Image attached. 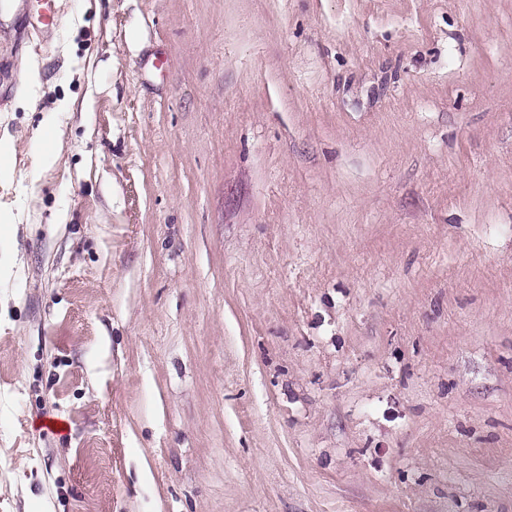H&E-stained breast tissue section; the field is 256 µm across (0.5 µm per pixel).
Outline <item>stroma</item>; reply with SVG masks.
I'll use <instances>...</instances> for the list:
<instances>
[{
	"mask_svg": "<svg viewBox=\"0 0 512 512\" xmlns=\"http://www.w3.org/2000/svg\"><path fill=\"white\" fill-rule=\"evenodd\" d=\"M0 79V512H512V0H63Z\"/></svg>",
	"mask_w": 512,
	"mask_h": 512,
	"instance_id": "35a3bbf8",
	"label": "stroma"
}]
</instances>
